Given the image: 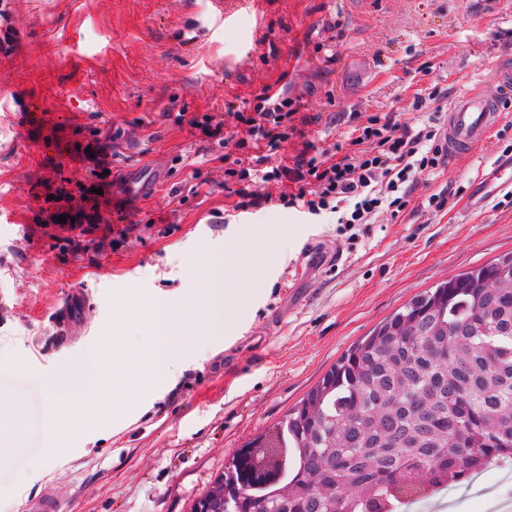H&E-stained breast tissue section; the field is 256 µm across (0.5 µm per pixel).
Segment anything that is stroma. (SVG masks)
<instances>
[{
  "label": "stroma",
  "instance_id": "stroma-1",
  "mask_svg": "<svg viewBox=\"0 0 512 512\" xmlns=\"http://www.w3.org/2000/svg\"><path fill=\"white\" fill-rule=\"evenodd\" d=\"M19 42L0 55V405L20 401L25 443L0 462V512L54 493L63 512H191L238 448L271 428L361 336L436 283L512 252V191L471 210L472 184L512 148V108L473 151L422 175L398 218L356 240L330 216L271 204L227 219L224 167L251 142L235 114L284 87L301 122L272 163L348 147L350 113L425 118L512 62V0H7ZM334 62H326V55ZM186 122L177 123L176 115ZM221 114L212 143L189 126ZM107 140L112 176L74 159ZM102 189L93 234L49 224V188ZM147 191H140V182ZM443 208L430 206V196ZM244 245L236 275L228 248ZM247 290L225 326L191 333L171 382L75 438L66 458L46 384L111 343L118 302L145 295L188 310L200 274Z\"/></svg>",
  "mask_w": 512,
  "mask_h": 512
}]
</instances>
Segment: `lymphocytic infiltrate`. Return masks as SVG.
<instances>
[{
	"instance_id": "obj_1",
	"label": "lymphocytic infiltrate",
	"mask_w": 512,
	"mask_h": 512,
	"mask_svg": "<svg viewBox=\"0 0 512 512\" xmlns=\"http://www.w3.org/2000/svg\"><path fill=\"white\" fill-rule=\"evenodd\" d=\"M297 109L287 93L266 89L250 111L239 113L257 150L246 164L224 170L225 184L288 182L291 192L279 200L287 207L318 216L335 214L340 231L372 223L383 211L402 212L417 176L436 169L447 154L439 129H415L395 118L369 115L357 122L351 149L335 159L300 154L292 165L266 169Z\"/></svg>"
}]
</instances>
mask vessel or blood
<instances>
[{
  "mask_svg": "<svg viewBox=\"0 0 512 512\" xmlns=\"http://www.w3.org/2000/svg\"><path fill=\"white\" fill-rule=\"evenodd\" d=\"M497 97L467 93L456 98L448 109L444 125L449 155L467 152L483 141L497 123L503 99L512 98V67L500 66L494 73Z\"/></svg>",
  "mask_w": 512,
  "mask_h": 512,
  "instance_id": "b4317fda",
  "label": "vessel or blood"
}]
</instances>
